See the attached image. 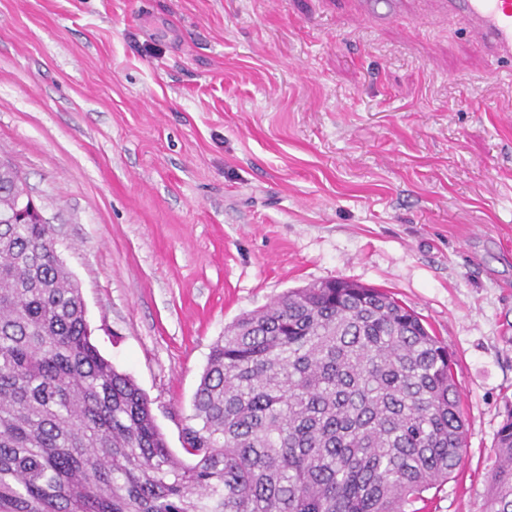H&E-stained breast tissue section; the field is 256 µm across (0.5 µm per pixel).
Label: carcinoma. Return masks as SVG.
Wrapping results in <instances>:
<instances>
[{"label":"carcinoma","mask_w":512,"mask_h":512,"mask_svg":"<svg viewBox=\"0 0 512 512\" xmlns=\"http://www.w3.org/2000/svg\"><path fill=\"white\" fill-rule=\"evenodd\" d=\"M18 186L0 177V213ZM170 451L91 339L50 224L0 223V512H407L462 463L448 346L382 288L288 290L210 348ZM488 512H512V412Z\"/></svg>","instance_id":"cac0c4a2"}]
</instances>
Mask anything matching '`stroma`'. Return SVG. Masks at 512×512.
<instances>
[{
    "instance_id": "1",
    "label": "stroma",
    "mask_w": 512,
    "mask_h": 512,
    "mask_svg": "<svg viewBox=\"0 0 512 512\" xmlns=\"http://www.w3.org/2000/svg\"><path fill=\"white\" fill-rule=\"evenodd\" d=\"M0 0V160L51 222L91 339L170 450L211 345L282 292L386 289L457 360L488 512L512 409V65L417 0Z\"/></svg>"
}]
</instances>
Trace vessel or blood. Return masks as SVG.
Masks as SVG:
<instances>
[{"mask_svg": "<svg viewBox=\"0 0 512 512\" xmlns=\"http://www.w3.org/2000/svg\"><path fill=\"white\" fill-rule=\"evenodd\" d=\"M441 7L466 24L489 56L512 60V0H441Z\"/></svg>", "mask_w": 512, "mask_h": 512, "instance_id": "1", "label": "vessel or blood"}]
</instances>
